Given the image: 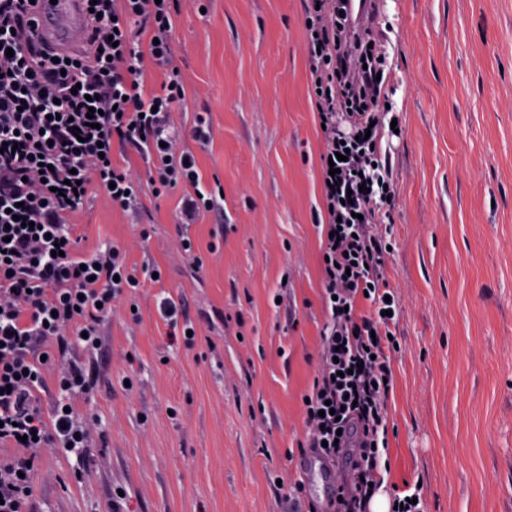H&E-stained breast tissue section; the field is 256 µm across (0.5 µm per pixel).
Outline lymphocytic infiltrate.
Segmentation results:
<instances>
[{
  "label": "lymphocytic infiltrate",
  "mask_w": 512,
  "mask_h": 512,
  "mask_svg": "<svg viewBox=\"0 0 512 512\" xmlns=\"http://www.w3.org/2000/svg\"><path fill=\"white\" fill-rule=\"evenodd\" d=\"M305 28L314 105L323 126L322 202L327 206L320 255L318 365L304 406V447L329 464L351 457L350 481L308 512H367L380 485V435L392 376L388 242L381 229L396 198L389 154L368 134L378 120L384 64L371 33L352 35L340 0H310ZM98 17L87 50L48 47L32 33L29 0H0V512H32L40 448L81 453L89 422L71 406L96 386L92 367L71 361L74 346L95 351L99 326L126 293L141 287L125 250L85 251L73 218L101 195L137 214L142 184L111 156L113 146L146 163L155 195L181 189L176 210L179 251L195 268L188 227L200 216L224 219V198L208 188L191 150L210 128L196 115L183 133L182 72L174 61L177 0H83ZM163 93L146 92L149 69ZM192 144H185V137ZM347 160H338V153ZM77 186H69L70 178ZM369 302V315L357 312ZM54 386L44 414L40 393ZM331 414H324L325 406Z\"/></svg>",
  "instance_id": "1"
}]
</instances>
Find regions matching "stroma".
<instances>
[{"instance_id":"obj_1","label":"stroma","mask_w":512,"mask_h":512,"mask_svg":"<svg viewBox=\"0 0 512 512\" xmlns=\"http://www.w3.org/2000/svg\"><path fill=\"white\" fill-rule=\"evenodd\" d=\"M379 2L399 129L382 137L398 311L381 477L424 512H512V0ZM305 9L180 0L182 120L210 123L196 159L224 189V232L209 215L190 226L199 274L172 251L178 194L144 186L135 222L101 201L78 217L87 246H126L129 267L153 261L163 279L139 289V324L121 306L103 323L79 408L104 442L44 450L36 512H294L298 484L314 499L298 444L325 214ZM165 297L183 302L195 348L171 344Z\"/></svg>"}]
</instances>
